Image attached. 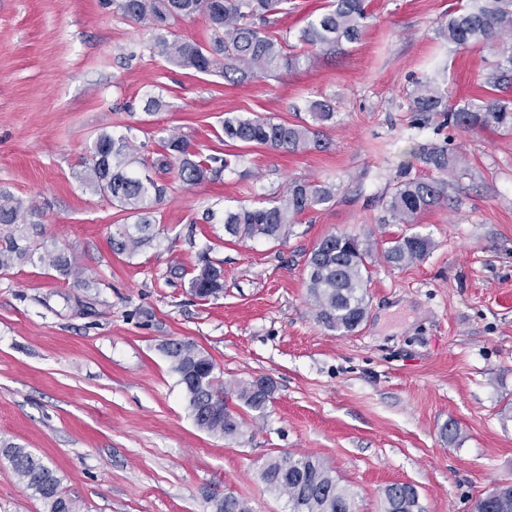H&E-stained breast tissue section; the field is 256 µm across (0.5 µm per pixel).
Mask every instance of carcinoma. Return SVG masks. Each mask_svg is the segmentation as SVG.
<instances>
[{
	"label": "carcinoma",
	"mask_w": 512,
	"mask_h": 512,
	"mask_svg": "<svg viewBox=\"0 0 512 512\" xmlns=\"http://www.w3.org/2000/svg\"><path fill=\"white\" fill-rule=\"evenodd\" d=\"M125 18L144 24L155 32L154 46L167 60L191 73H217L230 84L261 78L281 69L297 70L319 54L333 52L342 43L361 40L366 20L365 0H328L322 11L308 18L296 36V50H287L288 38L265 30L271 16L286 10L288 0H106ZM204 17L209 40L201 44L172 36L179 20ZM448 41L460 46L496 48L499 68L512 72V0H467L448 19ZM305 111L313 123L325 125L336 114L328 99H308ZM413 112H442L447 120L463 129L512 127V108L489 96H475L448 104L435 80L415 82L410 95ZM138 128L128 125L120 133H102L90 148V159L76 173L82 185L96 195L108 197L128 213L133 223L112 233V250L132 255L153 239L154 208L167 194V187L150 176L141 177L133 165L138 151L147 147L138 142ZM224 143L262 146L290 153L311 147L321 148L320 131L306 125L288 124L271 116L224 117ZM425 162L440 171L448 170L452 159L436 147L423 149ZM240 161V155L203 154L192 150L186 137L172 133L160 140L152 161L160 171L177 169L181 181L198 185L218 179ZM334 190L327 185L295 180L280 196L259 206H241L224 211V234L244 240L261 236L279 240L288 236L295 218L329 203ZM445 199L444 185L438 181L410 179L400 182L386 200L394 224H413L423 212ZM23 202L0 193V225L19 223ZM431 249L428 237L399 234L382 249L386 261L407 265L422 260ZM374 243L341 233L324 237L306 260L307 288L316 318L327 329L340 334L354 332L367 313L366 282L373 259ZM37 258L62 276L82 281L75 260L47 245L32 244L25 232L0 238V270L16 262ZM189 288L199 299L217 298L224 293V273L210 262L191 278ZM173 371L179 377L196 426L221 438L243 434V420L228 407L229 390L215 375L213 359L189 341L171 340L164 345ZM254 380L235 388L236 395L253 411H263L273 399L275 387ZM0 455L8 460L14 474L41 501L46 512H79L78 506L61 488L57 472L30 451L0 439ZM260 477L266 486L288 498L291 512H356L354 496L342 486L332 469L309 455L283 453L269 458ZM213 512H250L238 497L216 492L209 496ZM384 512H423L413 487L391 484L383 490ZM476 512H512V492L479 499Z\"/></svg>",
	"instance_id": "carcinoma-1"
}]
</instances>
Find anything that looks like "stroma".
<instances>
[{
    "mask_svg": "<svg viewBox=\"0 0 512 512\" xmlns=\"http://www.w3.org/2000/svg\"><path fill=\"white\" fill-rule=\"evenodd\" d=\"M458 3L367 0L360 42L232 86L169 63L151 29L103 0H0V191L34 210L39 240L73 256L86 279L36 261L0 271V438L56 469L80 512H212L215 489L252 512H289L259 476L284 452L324 460L357 512H382L393 483L413 485L424 512H475L512 481V130L465 132L409 109L427 77L452 99L489 86L512 106L497 53L449 42ZM150 96L163 106L148 115ZM307 98L336 103L324 149L217 138L228 112L306 124ZM127 124L143 128L151 152L176 131L196 151L243 159L196 186L169 171L155 237L117 255L112 232L126 213L75 175L100 132ZM423 145L447 148L457 164L432 169ZM408 178L446 183L445 201L411 227L431 239L429 254L373 263L362 324L328 330L308 294L309 252L329 234L382 243L402 233L385 199ZM295 180L335 197L299 215L284 240L225 241V209ZM203 255L224 270L219 298L190 292ZM175 339L206 352L226 386L274 381L264 413L228 397L242 436L196 427L162 351ZM0 512H45L1 457Z\"/></svg>",
    "mask_w": 512,
    "mask_h": 512,
    "instance_id": "1",
    "label": "stroma"
}]
</instances>
